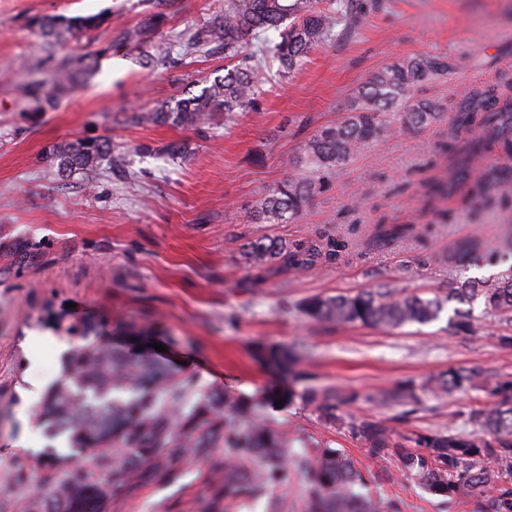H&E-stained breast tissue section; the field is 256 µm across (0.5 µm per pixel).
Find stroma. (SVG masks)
Instances as JSON below:
<instances>
[{
	"mask_svg": "<svg viewBox=\"0 0 512 512\" xmlns=\"http://www.w3.org/2000/svg\"><path fill=\"white\" fill-rule=\"evenodd\" d=\"M224 0H0V512H44L32 494L6 485L17 462L35 478L56 472L42 452L66 451L49 439L40 413L63 376L68 352L92 328L101 341L140 353L143 341L165 348L200 387L259 399L276 383L258 361V346L300 342V367L327 389L363 398L342 407L345 419L400 415L403 433L463 428L471 410L492 406L484 391L454 398L428 392L430 377L451 366L478 369L487 381L512 374V348L497 338L511 330L482 303L473 330L451 335L445 320L394 329L336 325L300 311L308 297L348 294L381 284L430 298L448 291L449 256L474 240L499 249L512 232V204L470 200L467 187L432 199L426 183L456 156L441 142L466 147L457 112L483 106L486 92L512 84V0H377L355 31L309 52L290 73L247 50L267 74L257 110L233 119L216 114L203 130L136 124L133 112L199 94L224 72V50L171 64L144 66V54L209 21ZM106 14L90 38L48 46L34 24L41 16ZM164 14L160 28L150 25ZM140 31L137 41L121 37ZM99 57L82 84L39 112L26 94L51 54ZM442 58L450 70L414 95L441 104L432 125L366 145L332 188L310 198L283 224L255 219L252 208L289 174V160L322 125L347 113L357 87L394 61ZM79 138L106 139L120 168L101 161L92 172L62 177L46 148ZM444 209L448 221L435 223ZM356 225L351 256L298 272L251 266L245 251L261 237L310 239L325 227ZM413 230L386 247L380 227ZM45 337L31 348L32 337ZM413 382L415 396L380 405L377 392ZM273 426L296 443L340 449L359 468L386 470L377 491L393 512H473L466 499L428 494L402 477L396 463L372 460L365 442L325 423L315 405L293 399L268 410ZM174 476L109 499L105 512H203L204 462L173 459Z\"/></svg>",
	"mask_w": 512,
	"mask_h": 512,
	"instance_id": "stroma-1",
	"label": "stroma"
}]
</instances>
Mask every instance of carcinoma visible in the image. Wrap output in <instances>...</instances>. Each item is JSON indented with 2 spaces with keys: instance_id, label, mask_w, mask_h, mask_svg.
<instances>
[{
  "instance_id": "carcinoma-1",
  "label": "carcinoma",
  "mask_w": 512,
  "mask_h": 512,
  "mask_svg": "<svg viewBox=\"0 0 512 512\" xmlns=\"http://www.w3.org/2000/svg\"><path fill=\"white\" fill-rule=\"evenodd\" d=\"M365 0H224V13L210 26L199 28L181 43V55L194 56L215 39L224 43V57L239 63L225 69L200 94L173 105L142 111L143 124L172 122L201 129L214 113L231 116L255 109L262 70L247 61L249 41L269 31L278 33L274 44L281 66L293 70L314 47L357 28ZM45 36L67 41L98 30L99 15L37 18ZM94 67L91 56H65L51 72L53 87L34 80L29 94L38 110H53L56 90L76 84ZM448 72L437 58H406L381 68L357 90L348 113L321 127L304 145L293 166L306 170L277 184L255 207L257 216L277 224L296 216L316 193L331 187L361 148L392 131L393 125L419 128L436 121L440 105L413 99L421 84ZM492 107L468 109L458 115V126L472 134L468 153L460 158L455 182L442 179L432 192L447 196L457 183L471 186L476 199L512 197V166H476V158L491 145L512 154V96L490 90ZM115 166L106 141L78 140L52 146L45 159L70 172L91 171L103 160ZM349 241L323 233L315 239L285 243L259 238L249 243V262L262 267L280 263L284 270L307 268L318 262L342 260ZM469 305L480 300L485 308L512 322V266L487 280L458 279L445 298L404 294L395 288H372L354 295L314 296L301 306L304 315L318 321L396 328L427 324L440 318L448 302ZM470 312L453 309L448 332H467ZM303 356L299 343L273 344L262 349L269 368L288 379V397L314 403L327 422L338 420L341 402L354 403L359 393H333L311 383L298 369ZM69 373L51 392L44 405L42 423L52 437L67 436L69 452L61 455L66 469L36 484V499L52 504L50 512H102L104 501L130 492L137 483L166 474L169 448H177L209 464L211 482L219 490L204 512H236L246 502L298 480L304 512H379L368 483L373 473L359 470L343 452L328 446L297 451L288 431L259 417L262 403L250 404L224 391L198 386L196 380L148 356L133 358L110 344L87 342L69 354ZM481 385V375L471 368L450 367L429 382L434 395L466 394ZM412 385H397L375 396L381 404L400 403L412 396ZM494 405L469 413L470 429L445 428L434 432L402 434L391 438V424L364 420L349 427L351 437L368 445L377 461L393 459L402 475L426 492L453 500L473 502L474 512H512V376L497 380L490 389ZM224 449V458L215 449ZM493 466H488V463Z\"/></svg>"
}]
</instances>
